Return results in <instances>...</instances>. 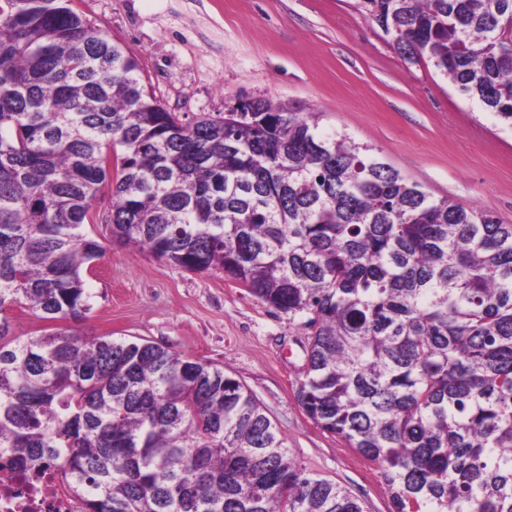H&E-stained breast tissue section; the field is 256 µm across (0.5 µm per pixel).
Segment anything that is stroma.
I'll list each match as a JSON object with an SVG mask.
<instances>
[{
  "mask_svg": "<svg viewBox=\"0 0 512 512\" xmlns=\"http://www.w3.org/2000/svg\"><path fill=\"white\" fill-rule=\"evenodd\" d=\"M137 58L144 84L186 123L268 100L320 115L434 198L512 224V129L445 79L405 61L360 0H74ZM103 247L80 335L149 340L228 369L276 424L291 457L390 512L376 464L304 413L295 398L302 330L222 271L191 273L147 250Z\"/></svg>",
  "mask_w": 512,
  "mask_h": 512,
  "instance_id": "1",
  "label": "stroma"
}]
</instances>
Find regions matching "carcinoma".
<instances>
[{
    "mask_svg": "<svg viewBox=\"0 0 512 512\" xmlns=\"http://www.w3.org/2000/svg\"><path fill=\"white\" fill-rule=\"evenodd\" d=\"M73 2L0 0V456L58 462L82 512H364L230 372L61 326L92 310L84 226L104 224L298 320L297 402L378 465L392 512H512V224L314 112L182 123ZM361 2L512 126V0ZM15 306L60 327L20 336Z\"/></svg>",
    "mask_w": 512,
    "mask_h": 512,
    "instance_id": "cac0c4a2",
    "label": "carcinoma"
}]
</instances>
